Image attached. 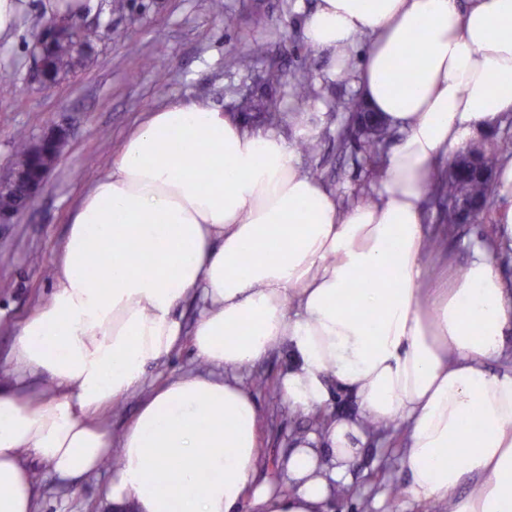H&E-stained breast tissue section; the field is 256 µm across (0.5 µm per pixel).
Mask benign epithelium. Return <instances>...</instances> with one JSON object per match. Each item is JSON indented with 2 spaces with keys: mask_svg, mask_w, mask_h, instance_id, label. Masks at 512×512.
Here are the masks:
<instances>
[{
  "mask_svg": "<svg viewBox=\"0 0 512 512\" xmlns=\"http://www.w3.org/2000/svg\"><path fill=\"white\" fill-rule=\"evenodd\" d=\"M76 38L75 26L69 22H52L38 39L37 71L42 82L53 83L57 75L50 65L54 48ZM65 146L61 135H47L35 142L38 160L30 168H13L12 177L0 183V223L23 212L34 200L45 183L49 173L60 157ZM448 208L462 219L472 223V216L482 208V204L465 205L461 201L448 200Z\"/></svg>",
  "mask_w": 512,
  "mask_h": 512,
  "instance_id": "benign-epithelium-1",
  "label": "benign epithelium"
}]
</instances>
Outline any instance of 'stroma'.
<instances>
[{
    "instance_id": "stroma-1",
    "label": "stroma",
    "mask_w": 512,
    "mask_h": 512,
    "mask_svg": "<svg viewBox=\"0 0 512 512\" xmlns=\"http://www.w3.org/2000/svg\"><path fill=\"white\" fill-rule=\"evenodd\" d=\"M317 0H125L122 11L111 0H88L77 17L82 27L99 30L98 39L80 63L51 85L36 71L35 45L50 19L43 0H26L16 32L0 41V78L9 79L10 93H0V175H7L13 137L25 131L37 140L60 130L66 145L34 201L9 224L0 225V375L10 368L13 337L23 322L45 302L52 288V260L67 237L70 213L86 191L90 177L105 172L129 130L147 112L179 97L208 98L234 111L236 90L255 75L275 67L289 81L312 77L317 95L304 101L320 131L312 152L302 155L303 167L344 202L364 199L372 178L362 157L336 152V136L349 116L358 92L347 81H329V61L307 46L302 18ZM233 25H225V15ZM264 42L263 58L239 65L249 44ZM136 43L129 53L127 43ZM494 217L481 224L458 225L454 238L435 252L438 267L467 263V243L489 236ZM260 455L256 481L288 491L285 460L297 430L313 431L316 418L303 416L284 402L278 389L256 390ZM406 437L395 428L369 439L349 467L343 494L330 502L331 512H435L434 508L391 497L402 484ZM36 512H111L106 497L111 469L72 482L36 466Z\"/></svg>"
}]
</instances>
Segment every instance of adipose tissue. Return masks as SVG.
<instances>
[{
	"mask_svg": "<svg viewBox=\"0 0 512 512\" xmlns=\"http://www.w3.org/2000/svg\"><path fill=\"white\" fill-rule=\"evenodd\" d=\"M302 28L331 57L326 78H355L401 132L372 200L343 206L275 129L202 99L151 112L74 208L50 299L13 338L0 512H34L33 463L77 478L109 457L118 512H326L370 421L407 427L402 498L512 512V283L494 262L512 247V159L496 234L433 289L422 208L443 162L512 112V0H319ZM195 299L206 371L143 393ZM275 349L292 407L359 404L295 448L285 494L255 482L257 409L238 378ZM138 392L112 437L98 416Z\"/></svg>",
	"mask_w": 512,
	"mask_h": 512,
	"instance_id": "obj_1",
	"label": "adipose tissue"
}]
</instances>
